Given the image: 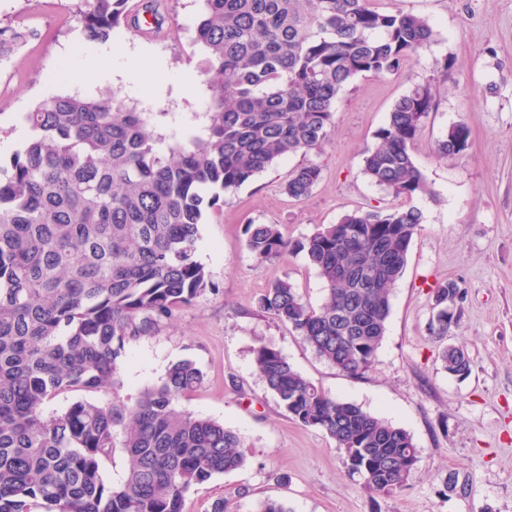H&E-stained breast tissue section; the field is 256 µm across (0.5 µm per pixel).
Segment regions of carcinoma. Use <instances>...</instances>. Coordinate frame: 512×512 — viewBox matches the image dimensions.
I'll list each match as a JSON object with an SVG mask.
<instances>
[{"label":"carcinoma","mask_w":512,"mask_h":512,"mask_svg":"<svg viewBox=\"0 0 512 512\" xmlns=\"http://www.w3.org/2000/svg\"><path fill=\"white\" fill-rule=\"evenodd\" d=\"M159 0L140 13L128 0H78L73 30L105 42L120 27L140 29L148 13L161 30ZM33 32L0 27V62ZM430 20L373 0H203L195 41L206 52L207 110L186 138L173 114L140 112L110 89L93 97L57 95L23 113L27 135L0 166V512H182L185 495L243 467L248 449L224 423L180 408L204 374L190 359L132 403L116 391L126 349L213 287L195 254L199 224L276 161L319 150L335 105L357 77L401 71L436 41ZM431 80L393 105L363 158L367 178L387 194L435 198L411 149L437 106ZM470 130L448 127L442 157L468 149ZM310 163L293 171L286 193L300 199L321 178ZM424 214L415 206L358 208L295 243L276 224L246 225L252 256L304 255L323 282L315 308L288 279L273 281L258 307L288 325L322 359L350 376L374 365ZM459 295L433 289L430 329L448 335ZM451 375L469 356L442 353ZM254 368L295 421L325 431L350 479L369 494L405 485L420 450L404 429L340 401L277 350H254ZM64 409L46 405L60 394ZM121 448L125 477L109 485L103 462Z\"/></svg>","instance_id":"1"}]
</instances>
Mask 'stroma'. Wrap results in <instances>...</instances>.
Listing matches in <instances>:
<instances>
[{
  "instance_id": "obj_1",
  "label": "stroma",
  "mask_w": 512,
  "mask_h": 512,
  "mask_svg": "<svg viewBox=\"0 0 512 512\" xmlns=\"http://www.w3.org/2000/svg\"><path fill=\"white\" fill-rule=\"evenodd\" d=\"M75 0H0V27L28 25L34 38L0 64V158L21 144L19 117L36 102L77 90L67 52L75 39L69 9ZM430 19L437 42L419 49L401 72L356 78L336 102V125L321 151L275 162L252 181L224 193L219 210L199 226L196 258L213 287L177 320L132 344L121 372V396L136 399L179 360L196 362L204 384L183 408L236 430L249 449L246 464L193 488L183 512H254L265 499L291 512H512V0H374ZM169 22L147 38L117 31L113 42L154 49L166 64L146 90H120L143 112H173L185 123L204 111L210 93L183 94L174 76L199 70L195 42L201 0H170ZM441 79L437 108L415 142L417 166L436 199L396 198L363 173V156L395 101L412 83ZM470 130L468 150L438 156L435 143L452 124ZM315 163L322 177L302 199L288 196L290 172ZM422 209L403 276L391 296L386 336L373 369L361 377L320 359L291 328L256 304L276 279H289L313 306L323 283L303 254L260 263L246 248V224L279 225L300 240L359 206ZM453 281L462 291L457 316L443 337L431 335L432 289ZM266 345L339 400L405 429L419 461L395 494L369 496L351 481L334 440L292 420L267 393L253 367ZM463 349L467 377L448 374L443 349ZM465 484L449 492V476Z\"/></svg>"
}]
</instances>
